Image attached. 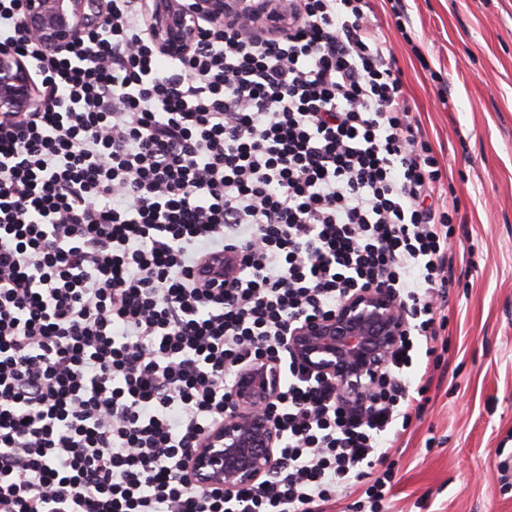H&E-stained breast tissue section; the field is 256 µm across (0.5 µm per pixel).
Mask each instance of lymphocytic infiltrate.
I'll return each mask as SVG.
<instances>
[{
	"instance_id": "lymphocytic-infiltrate-1",
	"label": "lymphocytic infiltrate",
	"mask_w": 512,
	"mask_h": 512,
	"mask_svg": "<svg viewBox=\"0 0 512 512\" xmlns=\"http://www.w3.org/2000/svg\"><path fill=\"white\" fill-rule=\"evenodd\" d=\"M285 33L201 23L162 61L142 0L57 54L0 0V45L44 106L0 117V512H327L364 490L424 406L458 212L372 0H287ZM240 256L234 287L213 272ZM391 289L409 331L367 408L289 353L295 316ZM284 376L276 463L250 487L189 478L232 369Z\"/></svg>"
}]
</instances>
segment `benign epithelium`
Returning a JSON list of instances; mask_svg holds the SVG:
<instances>
[{
  "mask_svg": "<svg viewBox=\"0 0 512 512\" xmlns=\"http://www.w3.org/2000/svg\"><path fill=\"white\" fill-rule=\"evenodd\" d=\"M143 8L154 46L169 57L190 49L202 21L222 24L254 17L269 27L288 24L276 0H144ZM104 21L99 0H25L21 24L44 53L53 54ZM39 111L41 92L28 61L0 46V116ZM238 264L235 253L224 254V287L233 282ZM407 331V314L398 299L387 288H373L345 297L323 317L296 320L288 348L309 374L335 383L343 404L363 408ZM233 376L224 425L200 439L189 461L193 483L203 488L250 486L274 464L277 432L266 408L280 391V368L260 358L237 365Z\"/></svg>",
  "mask_w": 512,
  "mask_h": 512,
  "instance_id": "obj_1",
  "label": "benign epithelium"
}]
</instances>
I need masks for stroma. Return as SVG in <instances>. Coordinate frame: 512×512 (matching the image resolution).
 <instances>
[{
  "label": "stroma",
  "mask_w": 512,
  "mask_h": 512,
  "mask_svg": "<svg viewBox=\"0 0 512 512\" xmlns=\"http://www.w3.org/2000/svg\"><path fill=\"white\" fill-rule=\"evenodd\" d=\"M377 23L454 192L446 349L385 512H512V0H407Z\"/></svg>",
  "instance_id": "stroma-1"
}]
</instances>
